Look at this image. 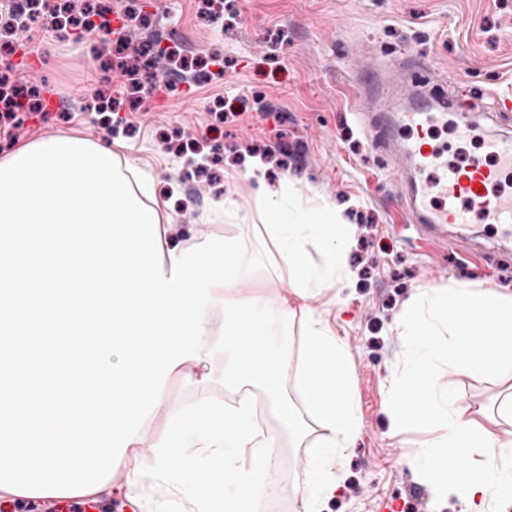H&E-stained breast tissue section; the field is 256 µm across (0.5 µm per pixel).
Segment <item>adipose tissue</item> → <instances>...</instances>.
Wrapping results in <instances>:
<instances>
[{
  "mask_svg": "<svg viewBox=\"0 0 512 512\" xmlns=\"http://www.w3.org/2000/svg\"><path fill=\"white\" fill-rule=\"evenodd\" d=\"M264 171L262 161L254 160L249 176L261 195L264 229L246 236L248 253L241 272L249 274L255 267L271 271L273 281L290 292L273 301V309L301 315L302 345L289 369L319 433L300 493L303 512H320L337 486L336 456L353 447L360 423L350 353L308 302L325 291L350 286L354 274L340 247L341 218L324 210L287 218L278 195L266 185ZM312 241L325 249L324 268L306 262L305 247ZM399 326L413 359L411 369L390 385L391 429L415 423L431 431L415 460L438 489L473 503L490 493L511 497L512 439L502 440L447 390L424 386L423 381L439 360L474 379L504 382L507 389L497 415L511 422L512 294L493 288H429L407 305ZM482 330L489 336L485 347L474 341ZM161 409L164 431L154 438L147 430L139 431L119 464L121 481H108L104 493L150 500V512H265L262 476L278 457L280 439L258 421L249 397L231 405L203 395L193 405L165 402ZM452 459L464 463L463 475L449 473ZM174 470L181 473V482L170 481Z\"/></svg>",
  "mask_w": 512,
  "mask_h": 512,
  "instance_id": "1",
  "label": "adipose tissue"
}]
</instances>
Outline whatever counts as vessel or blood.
Instances as JSON below:
<instances>
[{
	"instance_id": "obj_1",
	"label": "vessel or blood",
	"mask_w": 512,
	"mask_h": 512,
	"mask_svg": "<svg viewBox=\"0 0 512 512\" xmlns=\"http://www.w3.org/2000/svg\"><path fill=\"white\" fill-rule=\"evenodd\" d=\"M413 67L422 82L435 80L430 58L408 56L394 60L391 70ZM446 95L408 90L384 91L378 98L356 100L366 136L393 160L389 176L410 226L425 240L438 242L452 225L512 224V136H480L476 115L452 122ZM452 124L459 139L480 137L484 160L449 161L429 130Z\"/></svg>"
}]
</instances>
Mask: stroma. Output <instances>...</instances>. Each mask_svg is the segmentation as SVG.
Here are the masks:
<instances>
[{
  "mask_svg": "<svg viewBox=\"0 0 512 512\" xmlns=\"http://www.w3.org/2000/svg\"><path fill=\"white\" fill-rule=\"evenodd\" d=\"M151 26H126L129 44L151 39L162 47L191 42L202 64L188 68L159 59L152 84L135 89L112 69L109 112L87 109L92 79L107 52L88 38L57 35L47 24L18 28L16 55L0 71L39 87L44 111L0 126V157L48 135L122 140L160 189L176 185L174 223L191 243L234 239L258 223L257 187L246 173L253 153L274 154L269 187L287 180L291 216L322 208L340 211L343 244L355 283L310 300L347 346L354 366L361 431L336 462L339 487L323 512H473L462 497L444 496L412 459L426 432L389 429L392 379L410 367L397 320L417 291L465 286L512 293V237L497 226L470 224L448 231L447 247L404 228L395 186L381 151L350 112L359 69L396 56L424 55L444 77L459 110L492 109L508 100L484 132L512 135V0H226L222 19H200L199 0H137ZM224 194L234 217L211 221L210 201ZM472 417L484 420L504 387L445 368L435 374ZM260 421L275 431L281 454L267 478L281 493L266 512H297L308 448L293 444L272 416L268 397L254 391Z\"/></svg>",
  "mask_w": 512,
  "mask_h": 512,
  "instance_id": "1",
  "label": "stroma"
}]
</instances>
